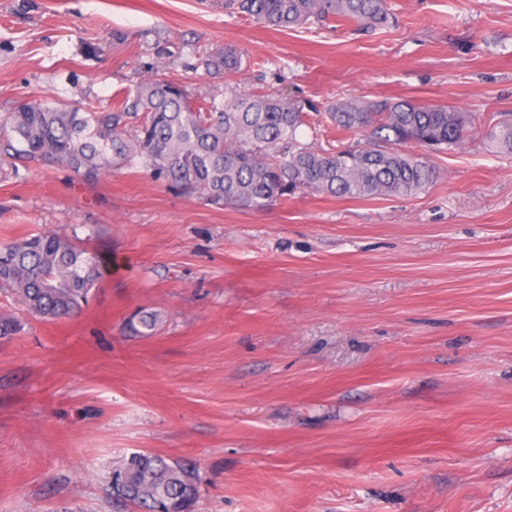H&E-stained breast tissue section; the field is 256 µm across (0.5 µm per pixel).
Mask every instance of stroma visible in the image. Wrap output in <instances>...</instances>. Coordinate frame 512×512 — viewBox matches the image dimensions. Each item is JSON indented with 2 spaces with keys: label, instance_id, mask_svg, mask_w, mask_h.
<instances>
[{
  "label": "stroma",
  "instance_id": "1",
  "mask_svg": "<svg viewBox=\"0 0 512 512\" xmlns=\"http://www.w3.org/2000/svg\"><path fill=\"white\" fill-rule=\"evenodd\" d=\"M391 3L359 33L224 0H0V117L148 76L220 95L197 51L227 44L243 90L512 114V0ZM432 160L413 197L262 212L0 162V239L73 226L102 271L66 321L0 291L22 321L0 342V512H119L108 476L145 451L198 467L199 512H512V154L478 136ZM140 309L159 332H125Z\"/></svg>",
  "mask_w": 512,
  "mask_h": 512
}]
</instances>
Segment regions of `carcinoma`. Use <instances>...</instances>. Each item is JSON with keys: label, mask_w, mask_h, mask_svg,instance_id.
Masks as SVG:
<instances>
[{"label": "carcinoma", "mask_w": 512, "mask_h": 512, "mask_svg": "<svg viewBox=\"0 0 512 512\" xmlns=\"http://www.w3.org/2000/svg\"><path fill=\"white\" fill-rule=\"evenodd\" d=\"M224 9L272 28L344 19L367 31L393 19L388 0H224ZM201 61L207 72L224 76L223 98L197 105L181 84L152 78L109 107L87 98L24 102L0 122V156L64 166L90 184L134 168L211 206L260 212L298 190L356 199L417 196L439 177L430 153L463 145L479 124L474 113L409 99L345 95L323 113L310 100L232 86L252 66L234 45L206 50ZM312 115L362 135L365 145L303 142L300 129ZM485 140L512 153V118L497 122ZM99 280L97 257L78 244L75 230L0 240V290L29 314L71 319ZM161 325L159 314L141 310L131 329L151 336ZM20 328L17 318L0 316V340ZM202 483L183 461L140 452L112 470L109 489L135 512H195Z\"/></svg>", "instance_id": "1"}]
</instances>
